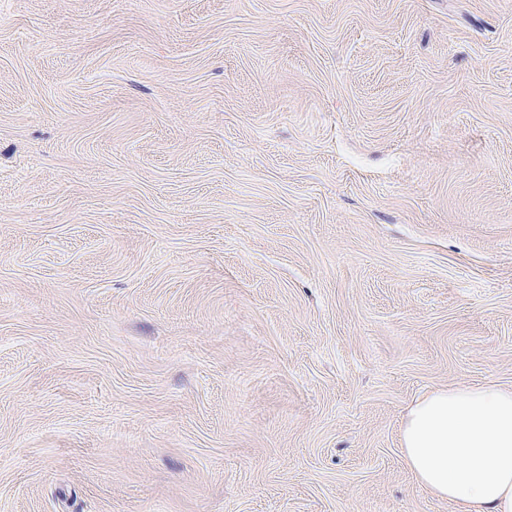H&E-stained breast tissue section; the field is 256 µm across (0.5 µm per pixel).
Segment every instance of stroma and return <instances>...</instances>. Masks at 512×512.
<instances>
[{
    "label": "stroma",
    "instance_id": "stroma-1",
    "mask_svg": "<svg viewBox=\"0 0 512 512\" xmlns=\"http://www.w3.org/2000/svg\"><path fill=\"white\" fill-rule=\"evenodd\" d=\"M484 382L512 0H0V512H456ZM414 480L457 512H512V388H438L411 404L401 424Z\"/></svg>",
    "mask_w": 512,
    "mask_h": 512
}]
</instances>
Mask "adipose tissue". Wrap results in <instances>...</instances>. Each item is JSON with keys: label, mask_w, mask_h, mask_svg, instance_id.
Returning a JSON list of instances; mask_svg holds the SVG:
<instances>
[{"label": "adipose tissue", "mask_w": 512, "mask_h": 512, "mask_svg": "<svg viewBox=\"0 0 512 512\" xmlns=\"http://www.w3.org/2000/svg\"><path fill=\"white\" fill-rule=\"evenodd\" d=\"M414 480L457 512H512V388H438L411 404L401 424Z\"/></svg>", "instance_id": "adipose-tissue-1"}]
</instances>
